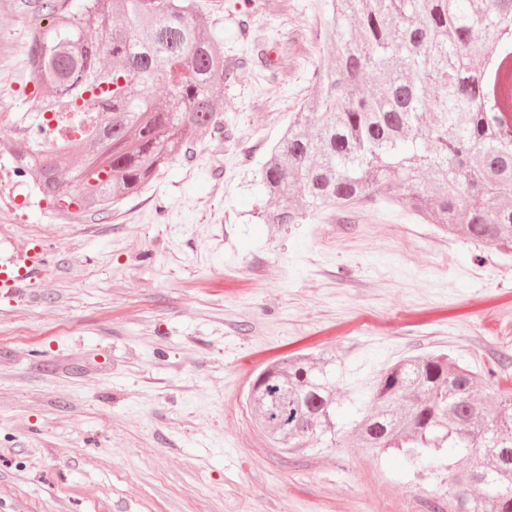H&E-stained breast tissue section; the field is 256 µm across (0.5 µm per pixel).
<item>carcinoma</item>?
<instances>
[{"mask_svg": "<svg viewBox=\"0 0 512 512\" xmlns=\"http://www.w3.org/2000/svg\"><path fill=\"white\" fill-rule=\"evenodd\" d=\"M322 2L334 48L259 172L262 222L286 231L384 203L512 250V0ZM198 13L197 0H82L76 14L55 0L51 27H32L42 111L97 116L38 163L15 153L16 172L60 215L107 214L188 156L194 135L224 134L234 72ZM484 380L449 354L401 358L369 378L344 428L336 358L296 354L267 365L248 400L288 454L347 438L413 466L446 448L453 512H512V387L487 402L475 394Z\"/></svg>", "mask_w": 512, "mask_h": 512, "instance_id": "cac0c4a2", "label": "carcinoma"}]
</instances>
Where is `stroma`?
Segmentation results:
<instances>
[{"label": "stroma", "mask_w": 512, "mask_h": 512, "mask_svg": "<svg viewBox=\"0 0 512 512\" xmlns=\"http://www.w3.org/2000/svg\"><path fill=\"white\" fill-rule=\"evenodd\" d=\"M47 0H0V159L42 90L26 33ZM221 29L223 138L199 133L106 215L0 208V251L43 245L0 288V512H451L448 458L417 467L343 443L274 448L246 395L271 360L336 355L354 390L402 355L472 368L512 355V251L448 239L383 205L278 232L262 163L310 98L330 43L322 0H198ZM43 247L35 244L21 250L8 263L0 264V288L17 291L21 284L33 277L44 266Z\"/></svg>", "instance_id": "1"}]
</instances>
